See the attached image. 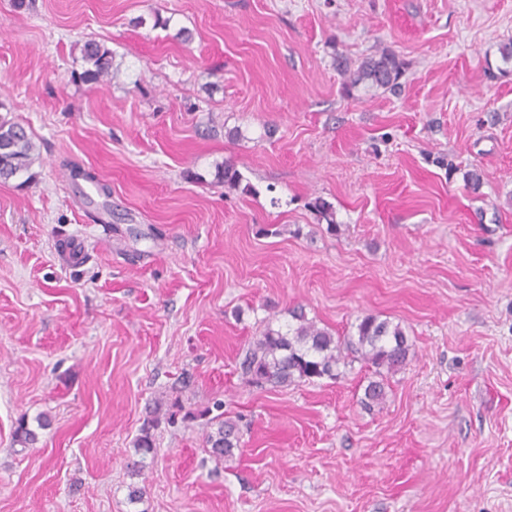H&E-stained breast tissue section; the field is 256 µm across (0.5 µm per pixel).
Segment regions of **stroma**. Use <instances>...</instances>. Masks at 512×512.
<instances>
[{
	"instance_id": "1",
	"label": "stroma",
	"mask_w": 512,
	"mask_h": 512,
	"mask_svg": "<svg viewBox=\"0 0 512 512\" xmlns=\"http://www.w3.org/2000/svg\"><path fill=\"white\" fill-rule=\"evenodd\" d=\"M28 2L0 0V102L38 149L0 182V512H512V0ZM384 52L397 88L346 87L338 60ZM297 306L402 327L381 406L358 362L241 375ZM83 70L81 80L89 83H100L113 77L112 50L95 41L85 43L82 49ZM240 441V428L235 420L218 421L216 431L207 437V443L210 445L209 455L216 465L223 464L225 460L233 457L234 450L240 446Z\"/></svg>"
}]
</instances>
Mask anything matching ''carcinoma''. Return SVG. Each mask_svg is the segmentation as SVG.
Listing matches in <instances>:
<instances>
[{
	"label": "carcinoma",
	"instance_id": "1",
	"mask_svg": "<svg viewBox=\"0 0 512 512\" xmlns=\"http://www.w3.org/2000/svg\"><path fill=\"white\" fill-rule=\"evenodd\" d=\"M81 80L100 83L113 77L112 50L98 42L89 41L82 49ZM400 77V64L390 55L363 60L352 73L351 84L369 83L379 88H393ZM32 136L25 126L0 115V180L22 178L21 184L33 182L35 162ZM292 322L274 328L267 326L245 352L240 362L242 374L257 385L287 387L297 381L315 378H336L340 368L358 360L374 370L375 379L364 390L367 405H380L385 400L388 375L403 368L409 358L411 345L399 325L374 316L363 317L357 334L340 337L328 328L310 320L301 307L289 311ZM153 419L144 426L136 440L137 452L143 456L156 448L151 428ZM240 428L236 421L218 422L216 431L207 437L209 455L220 465L233 457L240 446Z\"/></svg>",
	"mask_w": 512,
	"mask_h": 512
}]
</instances>
